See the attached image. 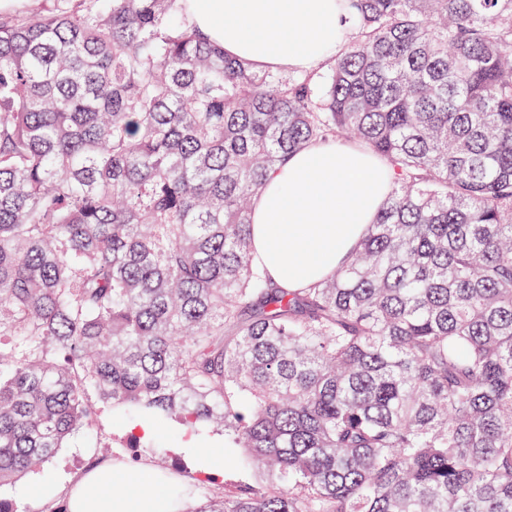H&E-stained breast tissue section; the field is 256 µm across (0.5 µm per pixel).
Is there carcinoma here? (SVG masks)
I'll use <instances>...</instances> for the list:
<instances>
[{
	"mask_svg": "<svg viewBox=\"0 0 512 512\" xmlns=\"http://www.w3.org/2000/svg\"><path fill=\"white\" fill-rule=\"evenodd\" d=\"M179 2L0 12V487L93 389L261 466L197 512H512V0H345L351 41L292 74ZM329 141L393 184L289 291L252 203Z\"/></svg>",
	"mask_w": 512,
	"mask_h": 512,
	"instance_id": "obj_1",
	"label": "carcinoma"
}]
</instances>
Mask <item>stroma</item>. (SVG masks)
<instances>
[{
    "label": "stroma",
    "mask_w": 512,
    "mask_h": 512,
    "mask_svg": "<svg viewBox=\"0 0 512 512\" xmlns=\"http://www.w3.org/2000/svg\"><path fill=\"white\" fill-rule=\"evenodd\" d=\"M88 401L94 406L97 416L92 437L78 438L67 447L59 449L56 457L43 465L42 471L57 477L59 489L56 495L46 498L37 495L33 479L34 472H27L12 485L0 488V494L14 499L22 512H54L55 508L67 505V491L72 483L90 467L112 462L125 467L147 470H164L177 475L187 494L183 500L184 512H196L209 496L207 485L197 480L189 461L181 459L178 448L184 434L176 425H169L167 434L142 443L137 451L125 446L129 435L126 421L116 420L111 405L99 401L95 393H88ZM111 445L109 452H101L99 442Z\"/></svg>",
    "instance_id": "stroma-1"
}]
</instances>
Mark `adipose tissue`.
I'll return each mask as SVG.
<instances>
[{
	"label": "adipose tissue",
	"instance_id": "1",
	"mask_svg": "<svg viewBox=\"0 0 512 512\" xmlns=\"http://www.w3.org/2000/svg\"><path fill=\"white\" fill-rule=\"evenodd\" d=\"M184 14L225 54L256 67L311 71L350 40L337 0H183ZM391 172L352 145H312L268 176L252 207L253 259L293 289L333 274L351 257L386 196ZM70 512H171L164 480L104 466L69 491Z\"/></svg>",
	"mask_w": 512,
	"mask_h": 512
}]
</instances>
